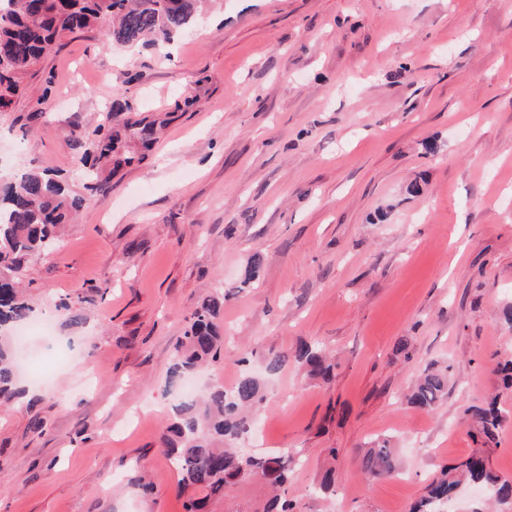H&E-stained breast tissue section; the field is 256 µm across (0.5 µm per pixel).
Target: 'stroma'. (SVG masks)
<instances>
[{"instance_id":"35a3bbf8","label":"stroma","mask_w":512,"mask_h":512,"mask_svg":"<svg viewBox=\"0 0 512 512\" xmlns=\"http://www.w3.org/2000/svg\"><path fill=\"white\" fill-rule=\"evenodd\" d=\"M21 84L0 113V181L51 169L81 189L70 133L115 100L159 134L125 142L139 163L28 262L26 297L56 325L30 351L66 363L0 410V512H185L162 444L170 369L212 295L213 376L288 358L258 436L230 445L292 452L280 494L298 512H408L475 453L512 477L496 372L512 359V0H208L165 47L66 35ZM303 340L329 379L293 362ZM432 365L448 397L426 411L405 394ZM492 396L504 416L483 442L467 410ZM383 439L403 472L372 479L360 461ZM272 493L246 479L206 512H262Z\"/></svg>"}]
</instances>
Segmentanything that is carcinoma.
<instances>
[{
  "mask_svg": "<svg viewBox=\"0 0 512 512\" xmlns=\"http://www.w3.org/2000/svg\"><path fill=\"white\" fill-rule=\"evenodd\" d=\"M201 0H0V112L7 111L21 91V77L44 56L59 47L68 34L94 30L109 23L112 41L121 46L156 44L171 40L194 21ZM123 110L116 101L92 136L71 133L70 146L85 171V188L108 190L103 162L130 165L135 157L120 150V132L112 128V111ZM125 135L150 146L157 123L128 117ZM83 194L63 185L51 170L27 171L0 184V399L11 400L19 381L11 337L6 330L33 317L34 308L21 294L27 261L36 254H52L60 243L59 231L85 206ZM224 298L209 297L195 309L185 331L184 351L176 356L171 380L195 371L220 357L223 336L216 319ZM296 358L327 376L321 350L313 344L299 346ZM260 383L248 373L241 376L231 394L211 387L197 401H184L175 408L176 418L164 437L165 454L180 475V489H193L199 497L189 499L187 512H202L206 500L250 477L270 479L277 487L288 482L294 467L292 455H242L230 448H214L215 437L236 438L253 427L243 409L260 401ZM448 395V368L426 369L409 395L414 406L432 410ZM476 434L495 437L501 410L491 402L468 409ZM362 470L373 478L397 473V464L386 444L371 448L361 461ZM485 486L498 501L512 500V477L493 474L480 456H471L442 471L427 495L409 512H439L438 505L462 484Z\"/></svg>",
  "mask_w": 512,
  "mask_h": 512,
  "instance_id": "carcinoma-1",
  "label": "carcinoma"
}]
</instances>
